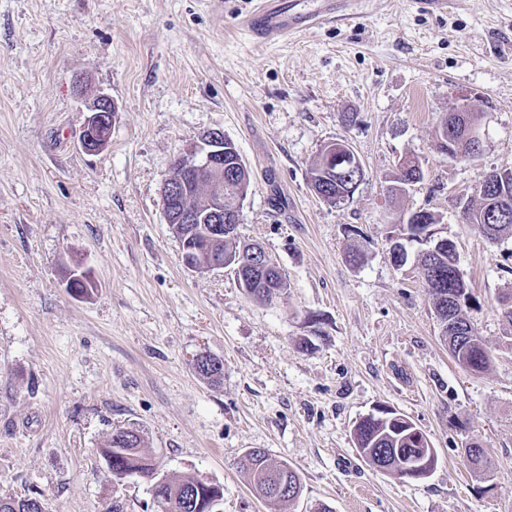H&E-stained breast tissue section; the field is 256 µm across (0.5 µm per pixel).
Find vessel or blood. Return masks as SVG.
I'll use <instances>...</instances> for the list:
<instances>
[{
    "instance_id": "obj_1",
    "label": "vessel or blood",
    "mask_w": 512,
    "mask_h": 512,
    "mask_svg": "<svg viewBox=\"0 0 512 512\" xmlns=\"http://www.w3.org/2000/svg\"><path fill=\"white\" fill-rule=\"evenodd\" d=\"M361 0H256L243 25L258 42L300 35L332 19L361 18Z\"/></svg>"
}]
</instances>
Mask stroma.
Wrapping results in <instances>:
<instances>
[{
    "instance_id": "35a3bbf8",
    "label": "stroma",
    "mask_w": 512,
    "mask_h": 512,
    "mask_svg": "<svg viewBox=\"0 0 512 512\" xmlns=\"http://www.w3.org/2000/svg\"><path fill=\"white\" fill-rule=\"evenodd\" d=\"M252 0H0V494L40 493L46 512H155L151 483L115 480L100 448L116 426L147 438L159 473L222 485L220 512H271L237 469L263 448L300 476L284 512H512V236L489 243L459 216L486 175L512 167V0H372L353 22L251 42ZM117 110L105 150L76 132L95 94ZM481 148L436 147L458 95ZM222 129L250 183L240 243H260L287 280L271 301L234 275L188 270L161 189L175 161ZM350 145L366 179L320 199L309 169ZM423 179L396 202L405 157ZM436 217L474 298L487 371L468 373L440 337L418 265L390 248L399 215ZM360 250L359 262L349 255ZM97 284L65 288L74 265ZM201 350L221 383L195 374ZM387 407L437 452L405 482L369 466L354 426ZM480 445L491 472L471 471Z\"/></svg>"
}]
</instances>
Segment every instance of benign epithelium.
Here are the masks:
<instances>
[{
	"mask_svg": "<svg viewBox=\"0 0 512 512\" xmlns=\"http://www.w3.org/2000/svg\"><path fill=\"white\" fill-rule=\"evenodd\" d=\"M116 106L106 94L96 95L87 105V116L79 127L78 141L89 152L103 149L109 142L112 131V112ZM448 141V156L468 158L480 148L479 125L470 120L462 127L459 142L453 135H445ZM230 150L225 144L224 131L213 129L199 137L198 141L176 163L173 174L162 187V210L166 223L175 229V234L185 241L182 260L185 267L194 272L229 269L237 278H242L248 267L274 268L263 248L258 244L249 249H241L225 259L199 263L195 259L197 250L187 240L191 238L190 224H208L209 237L214 242L224 241L230 227L228 224L240 222L243 203L247 195L248 183L239 184L232 204H224V182L236 178L234 169L224 170V152ZM349 175V193L342 197L347 201L364 180L362 163L352 148L346 143H332L325 146L319 155V166L311 185L331 181L332 175ZM475 195L486 198V205L492 206L506 200L490 183H483L475 190ZM431 455L412 461L400 460L398 466L426 478L430 475Z\"/></svg>",
	"mask_w": 512,
	"mask_h": 512,
	"instance_id": "obj_1",
	"label": "benign epithelium"
}]
</instances>
